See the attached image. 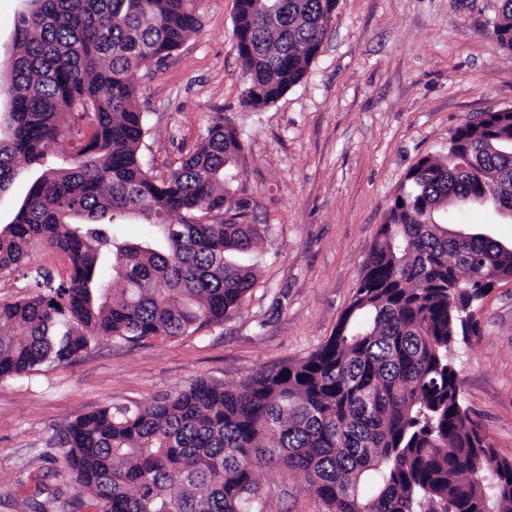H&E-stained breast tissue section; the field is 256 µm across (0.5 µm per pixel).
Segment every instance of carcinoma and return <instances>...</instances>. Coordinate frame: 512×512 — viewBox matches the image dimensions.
<instances>
[{
    "label": "carcinoma",
    "mask_w": 512,
    "mask_h": 512,
    "mask_svg": "<svg viewBox=\"0 0 512 512\" xmlns=\"http://www.w3.org/2000/svg\"><path fill=\"white\" fill-rule=\"evenodd\" d=\"M0 78V195L31 166L0 227V273L46 244L70 274L30 275L0 301V378L67 364L99 337L190 336L237 313L255 286L259 236L239 195L243 144L215 113L164 179L144 166L140 71L200 26L194 0H26ZM337 0H236L244 98L266 107L306 75ZM512 52V0L493 22ZM424 156L392 200L351 302L306 358L228 386L199 378L137 408L69 422L58 445L95 512H268L259 470L299 474L323 512H512V459L464 404L453 362L477 333L492 280H512V248L452 232L448 209L489 198L512 212V112H489ZM158 229L138 241L115 229ZM41 486L30 512H55Z\"/></svg>",
    "instance_id": "cac0c4a2"
}]
</instances>
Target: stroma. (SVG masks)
I'll return each mask as SVG.
<instances>
[{
    "mask_svg": "<svg viewBox=\"0 0 512 512\" xmlns=\"http://www.w3.org/2000/svg\"><path fill=\"white\" fill-rule=\"evenodd\" d=\"M201 26L140 73L146 168L166 176L215 113L244 145L239 183L261 227L257 284L239 312L191 336L100 338L74 362L0 379V512H28L19 481L40 477L65 512L76 485L56 436L108 404L143 406L204 377L238 384L308 356L334 332L408 170L443 156L453 130L512 109V53L493 33L500 0H338L303 81L260 109L242 103L236 0H196ZM477 335L454 358L465 404L512 459V281L480 301ZM270 512H321L300 476L260 471Z\"/></svg>",
    "mask_w": 512,
    "mask_h": 512,
    "instance_id": "obj_1",
    "label": "stroma"
}]
</instances>
